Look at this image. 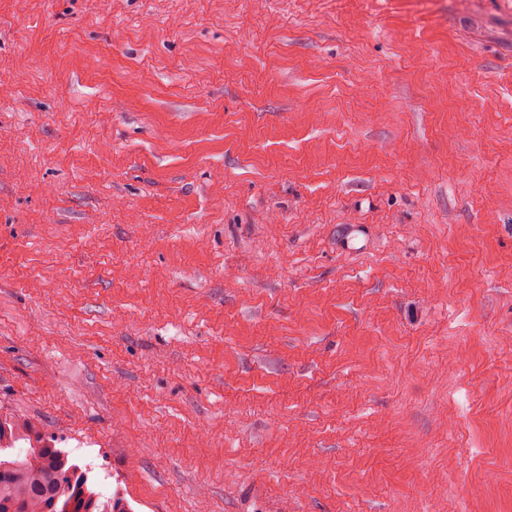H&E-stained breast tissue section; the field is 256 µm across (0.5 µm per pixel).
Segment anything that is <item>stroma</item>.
Instances as JSON below:
<instances>
[{"instance_id": "1", "label": "stroma", "mask_w": 512, "mask_h": 512, "mask_svg": "<svg viewBox=\"0 0 512 512\" xmlns=\"http://www.w3.org/2000/svg\"><path fill=\"white\" fill-rule=\"evenodd\" d=\"M131 512H512V0H0V414Z\"/></svg>"}]
</instances>
